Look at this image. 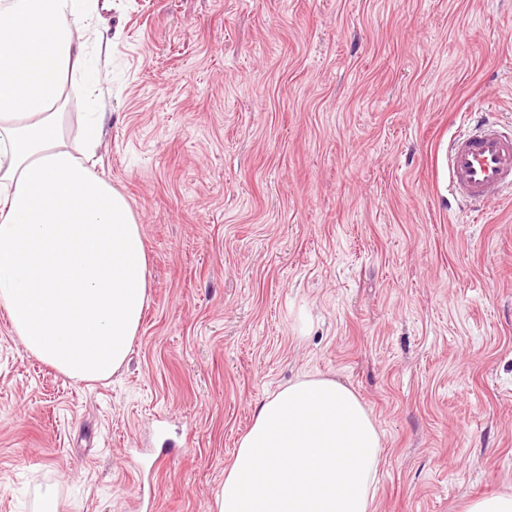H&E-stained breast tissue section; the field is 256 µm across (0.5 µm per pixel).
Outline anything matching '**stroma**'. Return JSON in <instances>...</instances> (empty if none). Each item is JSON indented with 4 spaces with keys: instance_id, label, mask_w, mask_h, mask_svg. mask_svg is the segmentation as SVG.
Listing matches in <instances>:
<instances>
[{
    "instance_id": "1",
    "label": "stroma",
    "mask_w": 512,
    "mask_h": 512,
    "mask_svg": "<svg viewBox=\"0 0 512 512\" xmlns=\"http://www.w3.org/2000/svg\"><path fill=\"white\" fill-rule=\"evenodd\" d=\"M97 174L150 301L110 378L0 309V512H216L267 395L320 375L383 438L375 512L512 490V196L446 194L469 115L512 127V0H98Z\"/></svg>"
}]
</instances>
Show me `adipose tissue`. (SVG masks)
<instances>
[{
	"instance_id": "ef3b65f1",
	"label": "adipose tissue",
	"mask_w": 512,
	"mask_h": 512,
	"mask_svg": "<svg viewBox=\"0 0 512 512\" xmlns=\"http://www.w3.org/2000/svg\"><path fill=\"white\" fill-rule=\"evenodd\" d=\"M89 0H0V308L25 348L72 379L126 361L150 299L142 226L61 135L66 83L98 71L78 38ZM382 436L358 395L309 376L268 396L239 441L218 512H374Z\"/></svg>"
}]
</instances>
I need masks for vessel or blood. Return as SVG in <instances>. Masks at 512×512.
<instances>
[{
	"mask_svg": "<svg viewBox=\"0 0 512 512\" xmlns=\"http://www.w3.org/2000/svg\"><path fill=\"white\" fill-rule=\"evenodd\" d=\"M448 188L475 208L512 193V134L474 120L448 149Z\"/></svg>",
	"mask_w": 512,
	"mask_h": 512,
	"instance_id": "vessel-or-blood-1",
	"label": "vessel or blood"
}]
</instances>
